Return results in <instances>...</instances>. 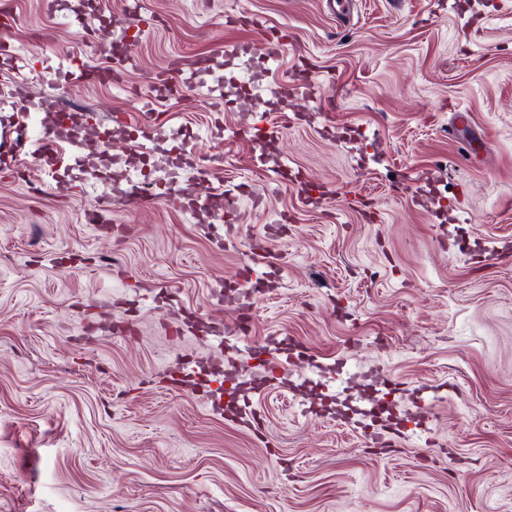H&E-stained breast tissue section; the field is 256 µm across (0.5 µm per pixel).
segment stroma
Listing matches in <instances>:
<instances>
[{
  "instance_id": "stroma-1",
  "label": "stroma",
  "mask_w": 512,
  "mask_h": 512,
  "mask_svg": "<svg viewBox=\"0 0 512 512\" xmlns=\"http://www.w3.org/2000/svg\"><path fill=\"white\" fill-rule=\"evenodd\" d=\"M336 2L11 0L0 153L78 133L0 163V512H512V0ZM57 54L62 60L72 80L87 78V75L91 70L82 55L74 51L64 50L61 48H57ZM22 128L24 129L23 138L20 139L21 134L17 133L11 151L8 153L11 158L8 164H11L12 161L14 162L16 157L20 154L33 152H37L46 163H52L56 152V139L52 133L45 130L34 144L28 134L26 125L24 124Z\"/></svg>"
}]
</instances>
